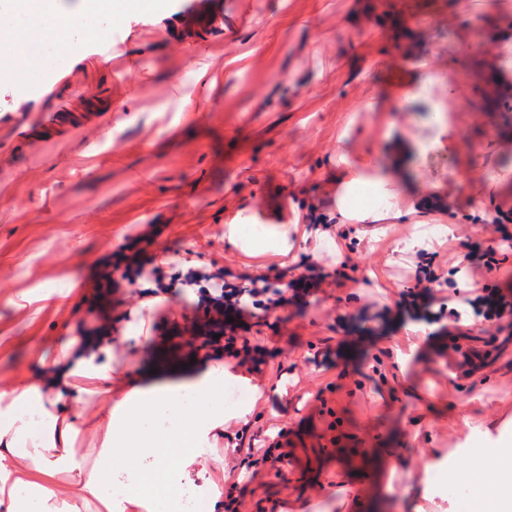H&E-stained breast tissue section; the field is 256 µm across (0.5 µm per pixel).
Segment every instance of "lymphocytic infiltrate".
<instances>
[{
  "mask_svg": "<svg viewBox=\"0 0 512 512\" xmlns=\"http://www.w3.org/2000/svg\"><path fill=\"white\" fill-rule=\"evenodd\" d=\"M139 279L155 282L162 305H169L191 291L198 296V306L227 317L223 336L207 339L205 345L223 350L225 357L237 360L241 365L260 364L264 353L262 345L252 341L249 335L250 317L255 316L257 311H266L273 306L304 302L311 288L310 281L302 278L293 282V291L288 294L270 278L252 277L224 267L207 266L191 269L183 278L167 282L160 267L149 266L147 261L140 259L128 264L119 276L108 277L107 282L109 287L118 288L123 282L132 283ZM436 281L435 274L427 270L422 275L421 283L404 289L397 302L400 316L428 324L436 320ZM458 302L470 309L471 320L475 323L512 318V301L493 287L482 288L479 294L473 296H459Z\"/></svg>",
  "mask_w": 512,
  "mask_h": 512,
  "instance_id": "lymphocytic-infiltrate-1",
  "label": "lymphocytic infiltrate"
}]
</instances>
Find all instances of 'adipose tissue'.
<instances>
[{
    "instance_id": "1",
    "label": "adipose tissue",
    "mask_w": 512,
    "mask_h": 512,
    "mask_svg": "<svg viewBox=\"0 0 512 512\" xmlns=\"http://www.w3.org/2000/svg\"><path fill=\"white\" fill-rule=\"evenodd\" d=\"M40 22L21 27L20 45L66 44L88 21L87 0H34ZM71 337L38 380L0 382V512H167L184 471L209 472L210 512L224 507L225 372L208 368L177 382L112 395V370L76 355ZM94 405L89 448L76 446L74 405ZM162 473L151 493L131 480Z\"/></svg>"
}]
</instances>
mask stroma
<instances>
[{
    "mask_svg": "<svg viewBox=\"0 0 512 512\" xmlns=\"http://www.w3.org/2000/svg\"><path fill=\"white\" fill-rule=\"evenodd\" d=\"M144 17L96 21L104 44L51 98L0 125V376L38 375L74 336L127 392L193 376L207 366L181 337L143 324L147 284L108 292L103 256L148 236L146 257L165 277L176 252L190 265L228 267L290 281L306 267L325 278L303 307L276 310L259 331L274 352L251 377L261 387L245 417H226L224 483L243 512H467L455 476L480 459L512 455V340L495 324L474 330L471 367L454 366L443 324H400L395 302L431 264L439 296L492 284L512 295V112L487 108L512 88V61L486 75L478 33L493 24L512 41V0H169ZM442 70L451 132L471 166L500 177L460 184L455 153L424 145L428 101L402 105L394 72ZM374 99L377 111L362 110ZM61 112L76 131L39 128ZM396 158L397 191L420 203L415 223L336 221L345 162ZM247 217L288 227V248L230 242L226 224ZM443 235L414 245L424 225ZM494 247L487 274L479 248ZM349 279L337 285L336 269ZM289 464L250 467L278 430Z\"/></svg>",
    "mask_w": 512,
    "mask_h": 512,
    "instance_id": "35a3bbf8",
    "label": "stroma"
}]
</instances>
